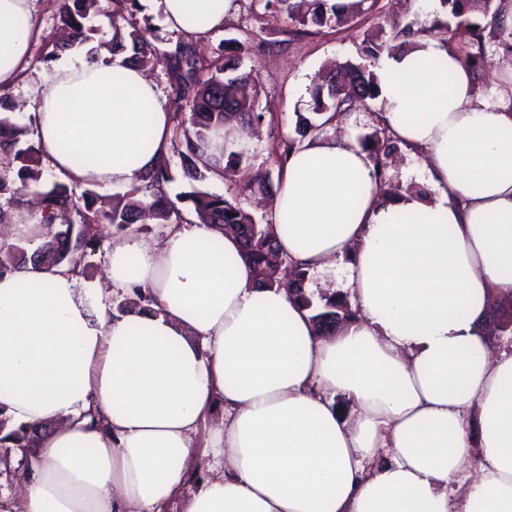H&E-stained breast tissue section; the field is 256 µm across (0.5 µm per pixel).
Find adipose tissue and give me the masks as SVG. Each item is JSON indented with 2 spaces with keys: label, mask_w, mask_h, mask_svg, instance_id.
<instances>
[{
  "label": "adipose tissue",
  "mask_w": 512,
  "mask_h": 512,
  "mask_svg": "<svg viewBox=\"0 0 512 512\" xmlns=\"http://www.w3.org/2000/svg\"><path fill=\"white\" fill-rule=\"evenodd\" d=\"M145 2L196 39L234 9ZM36 12L0 0V88L27 64ZM376 73L379 117L422 154L426 191L383 202L358 144L309 137L272 212L305 290L343 270L358 317L336 335L204 224L113 241L105 277L150 291L147 310L90 300L62 267L0 276V407L53 425L1 512H164L177 497L182 512H512V347L483 328L512 295V84L480 92L437 40ZM31 111L70 182L129 185L170 146L168 99L123 54L74 49Z\"/></svg>",
  "instance_id": "1"
}]
</instances>
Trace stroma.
<instances>
[{"mask_svg":"<svg viewBox=\"0 0 512 512\" xmlns=\"http://www.w3.org/2000/svg\"><path fill=\"white\" fill-rule=\"evenodd\" d=\"M58 8V0H38L36 25L40 35L29 48L30 66L15 86L0 90V98L8 104L7 116L29 131L34 128L32 92L43 73L60 59L49 48L58 25ZM446 17L440 0H378L348 24L303 27L286 14L265 11L264 0H236L223 29L199 39L197 50L213 59L226 54L234 43H243L244 64L254 68L257 76L256 109L265 115V135L254 145L252 163L269 170L272 182L277 183L283 176L278 161L282 142L293 135L298 114L310 112L307 89L315 73L333 62L358 61L363 39L390 32L394 25L428 28ZM100 237V247L89 256L81 281L84 287L101 289L104 303L112 305L122 295L112 291L104 277L114 238L111 226H104Z\"/></svg>","mask_w":512,"mask_h":512,"instance_id":"obj_1","label":"stroma"}]
</instances>
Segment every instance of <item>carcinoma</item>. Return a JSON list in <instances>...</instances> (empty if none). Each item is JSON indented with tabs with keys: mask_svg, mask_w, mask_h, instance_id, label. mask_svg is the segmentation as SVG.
<instances>
[{
	"mask_svg": "<svg viewBox=\"0 0 512 512\" xmlns=\"http://www.w3.org/2000/svg\"><path fill=\"white\" fill-rule=\"evenodd\" d=\"M117 7L111 10L113 36L100 42L99 48L112 53L132 48L131 62L135 65L149 59L161 58L166 62L168 76L176 98L188 107L181 123L185 124L183 137L170 141L168 156L160 166L140 175L131 190L114 196L109 207H96L100 198L97 186H81L56 182L49 189H41V164L39 147L20 146L23 130L0 116V197L9 202H20L25 191L36 190L41 198L40 223L48 233L33 253H28L20 242L0 250V271H19L34 266H56L67 263L85 273L86 257L96 251L97 244L78 231L80 224L106 223L119 231H126L146 218L160 224H183L187 219L183 210L171 200L165 189L170 181L173 158H178L184 176L191 182H203L210 176H220L224 169L239 165L247 154L244 149L226 150L219 155L210 152L212 136L227 125L237 127L249 138L261 140L265 116L256 111V100L240 94L242 85L253 80V70L245 69L240 59L229 56L225 60L204 61L197 53L195 43L180 32L174 47L163 48L141 32L131 11L134 0H113ZM365 0L327 5V0H265V10L286 13L288 18L302 26H323L330 22L343 25L350 20L356 7ZM495 0H442L450 22L433 30L414 29L409 25L398 30L395 37L405 44L433 34L448 46L457 61L474 73L485 62L486 39L499 38L504 44L512 40V32L498 24L502 10L494 6ZM103 10V0H61L59 21L68 32L71 42H85L96 35V30L86 26L87 19ZM385 50L384 43L364 49V63H348L333 74L316 75L309 86L312 98V116L298 115L296 137L288 139L291 149L298 140L319 138L335 125L339 118L351 111L354 103L374 101L378 98V81L375 66ZM360 147L372 161L379 179L382 198L395 195L394 187L386 180L383 161L401 151L400 140L389 128L382 126L360 141ZM269 172L259 170L253 180L231 197H219L198 188L183 196L197 217L199 224H220L224 232L232 233L241 242V258L254 272L259 285L272 288L285 286L289 295L310 309L313 302L302 291L306 272L296 269V281L283 284L271 259L279 255V247L267 225L259 224L242 205L246 193L268 192ZM150 197L148 204L143 199Z\"/></svg>",
	"mask_w": 512,
	"mask_h": 512,
	"instance_id": "carcinoma-1",
	"label": "carcinoma"
}]
</instances>
